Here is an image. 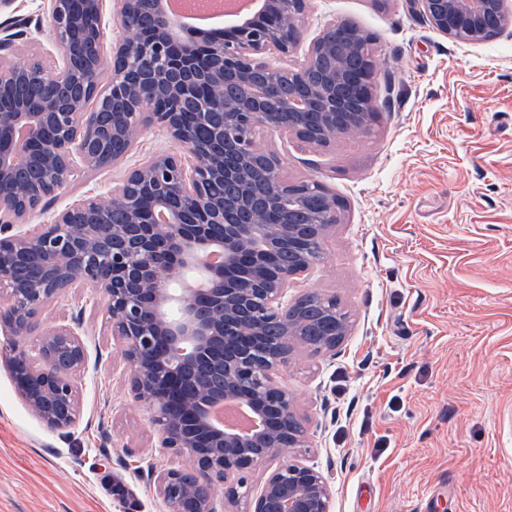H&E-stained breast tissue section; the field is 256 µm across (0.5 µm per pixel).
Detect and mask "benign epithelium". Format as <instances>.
Wrapping results in <instances>:
<instances>
[{
	"label": "benign epithelium",
	"instance_id": "benign-epithelium-1",
	"mask_svg": "<svg viewBox=\"0 0 512 512\" xmlns=\"http://www.w3.org/2000/svg\"><path fill=\"white\" fill-rule=\"evenodd\" d=\"M104 0H52L50 20L62 60L47 54L20 67L9 61L22 19L0 24V332L29 336L44 305L70 288L89 285L106 297L112 336L119 343L133 399L153 411L159 447L192 461L193 469L169 468L154 475L168 512H218L215 487L224 500L248 499L246 512H330L332 487L314 465L284 458L307 447L294 397L275 383L294 348L303 344L295 322L298 301H288V269L269 286L260 277L231 285L238 264L254 266L271 252L293 253L310 230L323 237L336 216V194L322 187L324 216L281 218L270 224L272 206L247 204L251 184L245 162L256 154L250 132L265 126L327 147L370 114L352 111L353 100L369 96L375 69L356 70L336 56L326 21L312 41L307 61L286 70L268 60L286 57L303 39L299 18L307 0H260L248 20L224 26V38L204 45L186 42L163 0H117L119 24L148 13L152 23L137 38H122L105 65ZM423 17L449 38L484 41L489 21L507 19L505 0H419ZM83 26L85 38L71 36ZM333 68L323 69L325 59ZM55 68L56 93L33 106L21 83L45 78ZM288 72L283 123L266 103L277 90L252 78V67ZM111 68L112 78L101 76ZM166 81L169 104L154 105L158 81ZM202 125L214 113L228 123L211 142L195 141L181 122L185 111ZM157 125L181 144L187 157L159 154L132 167L105 195L89 197L52 214L49 223L22 231L27 217L47 208L68 180L89 169L124 161L142 130ZM126 151L110 154L113 140ZM229 188L213 194L210 183ZM167 220L160 223L156 212ZM43 278L19 279L34 259ZM196 273L208 288L175 287L172 273ZM280 323V346L268 348L266 325ZM32 353L10 343L9 367L27 407L53 431L72 429L81 414L79 386L88 353L78 319L41 335ZM244 404L261 420L253 434L226 431L212 420L215 408ZM281 463L253 497L240 492L244 474L273 459Z\"/></svg>",
	"mask_w": 512,
	"mask_h": 512
}]
</instances>
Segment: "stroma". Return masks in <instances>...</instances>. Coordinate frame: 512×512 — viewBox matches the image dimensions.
Masks as SVG:
<instances>
[{
	"mask_svg": "<svg viewBox=\"0 0 512 512\" xmlns=\"http://www.w3.org/2000/svg\"><path fill=\"white\" fill-rule=\"evenodd\" d=\"M50 13V0H13L0 23L27 19L21 54H57ZM329 15L375 39L371 133L327 147L255 136L289 181H320L345 204L324 261L288 290L337 296L350 322L335 351L296 347L276 377L297 399L304 459L329 477L332 512H512V29L459 44L413 0H308L306 40L285 66L306 61ZM180 151L148 127L125 163L68 182L26 226ZM77 314L97 366L65 435L21 399L0 335V512H167L150 474L181 461L131 398L103 295L71 289L40 326Z\"/></svg>",
	"mask_w": 512,
	"mask_h": 512,
	"instance_id": "stroma-1",
	"label": "stroma"
}]
</instances>
